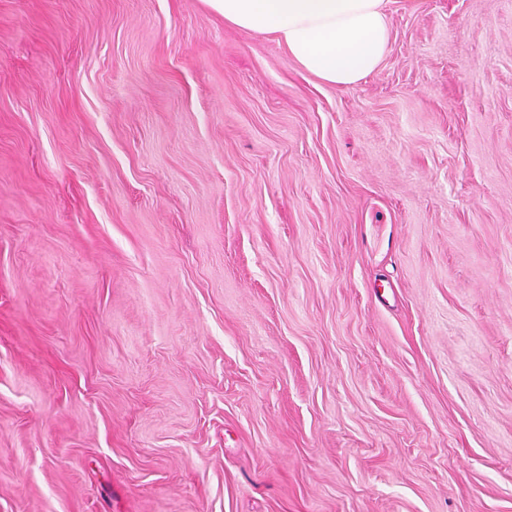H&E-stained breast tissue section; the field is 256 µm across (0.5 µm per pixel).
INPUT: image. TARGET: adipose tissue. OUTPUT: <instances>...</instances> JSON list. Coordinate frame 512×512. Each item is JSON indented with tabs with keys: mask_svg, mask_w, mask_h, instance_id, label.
I'll use <instances>...</instances> for the list:
<instances>
[{
	"mask_svg": "<svg viewBox=\"0 0 512 512\" xmlns=\"http://www.w3.org/2000/svg\"><path fill=\"white\" fill-rule=\"evenodd\" d=\"M226 23L275 35L320 81L351 87L389 48L386 0H205Z\"/></svg>",
	"mask_w": 512,
	"mask_h": 512,
	"instance_id": "ef3b65f1",
	"label": "adipose tissue"
}]
</instances>
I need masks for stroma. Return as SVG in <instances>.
Returning <instances> with one entry per match:
<instances>
[{
    "label": "stroma",
    "mask_w": 512,
    "mask_h": 512,
    "mask_svg": "<svg viewBox=\"0 0 512 512\" xmlns=\"http://www.w3.org/2000/svg\"><path fill=\"white\" fill-rule=\"evenodd\" d=\"M386 11L0 0V512H512V0ZM240 29L274 34L320 81L351 87L389 48L386 0H204Z\"/></svg>",
    "instance_id": "stroma-1"
}]
</instances>
